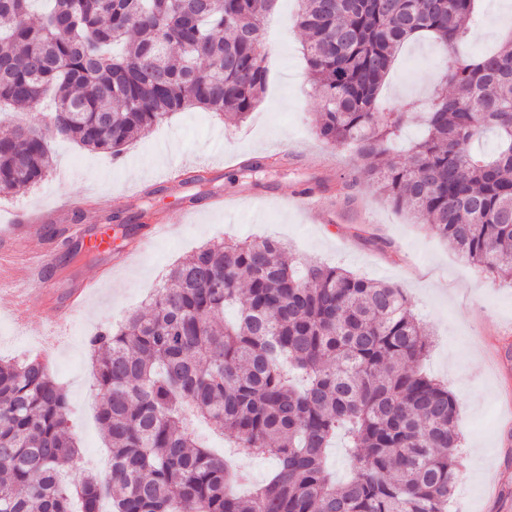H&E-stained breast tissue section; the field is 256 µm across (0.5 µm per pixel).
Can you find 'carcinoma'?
I'll return each mask as SVG.
<instances>
[{
  "mask_svg": "<svg viewBox=\"0 0 512 512\" xmlns=\"http://www.w3.org/2000/svg\"><path fill=\"white\" fill-rule=\"evenodd\" d=\"M0 0V106L119 157L175 112L241 122L270 81L261 51L275 0ZM296 26L321 100L316 134L369 183L483 271L512 280V36L460 57L478 0H299ZM448 53L447 94L406 163L407 116L380 92L405 44ZM489 132L495 149L474 144ZM42 129L0 128V196L53 167ZM228 306L235 321L224 319ZM103 476L80 467L65 387L39 357L0 360V512H448L460 473L457 400L418 369L427 351L404 291L336 267L297 265L275 238L214 241L175 266L117 328L89 340ZM272 457L251 493L195 436V421ZM344 431L351 474L326 450Z\"/></svg>",
  "mask_w": 512,
  "mask_h": 512,
  "instance_id": "obj_1",
  "label": "carcinoma"
}]
</instances>
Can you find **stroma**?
I'll return each instance as SVG.
<instances>
[{"label": "stroma", "mask_w": 512, "mask_h": 512, "mask_svg": "<svg viewBox=\"0 0 512 512\" xmlns=\"http://www.w3.org/2000/svg\"><path fill=\"white\" fill-rule=\"evenodd\" d=\"M297 5V0L276 2L275 23L262 48L270 83L242 125L231 126L191 108L154 126L116 160L46 129L55 161L52 172L37 188L10 196L12 212H0V225L7 224L13 212L46 210L69 197L77 202L84 223L98 224L104 216L100 200L124 195L126 215L147 207L171 226L169 235L118 263L111 279L66 323L63 342L41 353L68 392L81 456L91 466L108 461L96 419L91 336L141 309L165 272L202 244L274 236L287 243L295 261L338 267L404 289L429 343L419 365L445 383L459 405L463 451L448 512H512V283L462 261L421 221L385 202L369 184L328 192L336 210L330 222L312 223L283 202L301 186L343 178L356 164L351 153L328 151L314 133L320 101L300 53L304 36L293 22ZM481 12L479 37L460 45L459 53L493 48L512 30V0H481ZM446 55L430 39L408 43L383 87L385 107L409 106L394 161H404L408 146L423 133L422 103L442 89ZM286 150L302 154V162L252 175L224 164L228 158L262 159ZM180 160L207 171L211 193L241 196L243 205L224 211L202 199L194 213L182 215L179 202L193 193V186L179 191L162 187L157 179ZM256 194L264 195V202H253ZM361 207L372 221L359 238L354 216ZM55 312V301L33 304L25 331L0 313V358H22L36 345L37 332L52 325ZM498 354L504 363L500 372L494 366Z\"/></svg>", "instance_id": "35a3bbf8"}]
</instances>
